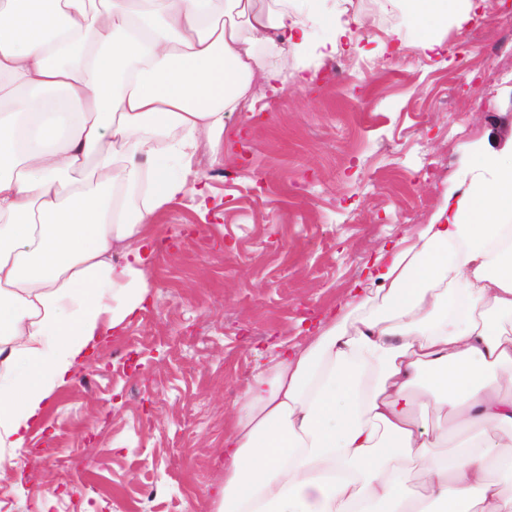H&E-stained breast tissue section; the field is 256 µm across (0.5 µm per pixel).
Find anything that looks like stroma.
Here are the masks:
<instances>
[{
	"label": "stroma",
	"instance_id": "35a3bbf8",
	"mask_svg": "<svg viewBox=\"0 0 512 512\" xmlns=\"http://www.w3.org/2000/svg\"><path fill=\"white\" fill-rule=\"evenodd\" d=\"M338 8L368 20L344 78L256 92L201 145L200 194L157 217L144 310L50 399L25 479L0 469V512H212L260 354L306 344L383 241L430 223L471 144L512 152V53H485L512 31V0H484L431 57L408 5ZM391 30L405 58L383 50Z\"/></svg>",
	"mask_w": 512,
	"mask_h": 512
}]
</instances>
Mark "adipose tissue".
I'll return each mask as SVG.
<instances>
[{
	"label": "adipose tissue",
	"instance_id": "ef3b65f1",
	"mask_svg": "<svg viewBox=\"0 0 512 512\" xmlns=\"http://www.w3.org/2000/svg\"><path fill=\"white\" fill-rule=\"evenodd\" d=\"M259 2L0 0V468L90 345L143 310L152 226L190 193L200 143L255 82L282 90L365 24L328 0ZM408 2L423 53L478 8ZM371 277L375 294L350 288L257 367L215 512H512V155L475 150L465 189L380 245Z\"/></svg>",
	"mask_w": 512,
	"mask_h": 512
}]
</instances>
